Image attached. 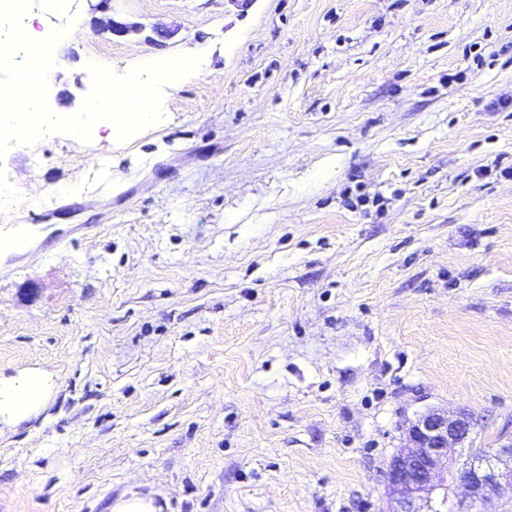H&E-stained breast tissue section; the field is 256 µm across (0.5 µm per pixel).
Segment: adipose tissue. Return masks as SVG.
Returning <instances> with one entry per match:
<instances>
[{
    "label": "adipose tissue",
    "mask_w": 512,
    "mask_h": 512,
    "mask_svg": "<svg viewBox=\"0 0 512 512\" xmlns=\"http://www.w3.org/2000/svg\"><path fill=\"white\" fill-rule=\"evenodd\" d=\"M51 376L42 370L0 375V423L12 426L36 415L50 392Z\"/></svg>",
    "instance_id": "1"
}]
</instances>
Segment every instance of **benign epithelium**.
Segmentation results:
<instances>
[{"mask_svg":"<svg viewBox=\"0 0 512 512\" xmlns=\"http://www.w3.org/2000/svg\"><path fill=\"white\" fill-rule=\"evenodd\" d=\"M115 37L144 35L146 27L115 17L100 20ZM144 40L165 47L177 30L156 24ZM469 414L431 409L407 429L405 444L392 455L386 471L391 498L386 512H483L489 496L502 480L512 479V437L486 453L471 454L461 464L448 466V456L469 438Z\"/></svg>","mask_w":512,"mask_h":512,"instance_id":"obj_1","label":"benign epithelium"}]
</instances>
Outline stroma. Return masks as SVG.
Segmentation results:
<instances>
[{
	"instance_id": "stroma-1",
	"label": "stroma",
	"mask_w": 512,
	"mask_h": 512,
	"mask_svg": "<svg viewBox=\"0 0 512 512\" xmlns=\"http://www.w3.org/2000/svg\"><path fill=\"white\" fill-rule=\"evenodd\" d=\"M69 5L51 107L92 61L210 65L126 141L0 160V235L32 241L0 258V374L55 381L0 424V512H385L421 413L512 435V0H110L177 27L160 49ZM108 512H161L162 506L155 503L152 495L132 492L129 496H121L112 501Z\"/></svg>"
}]
</instances>
